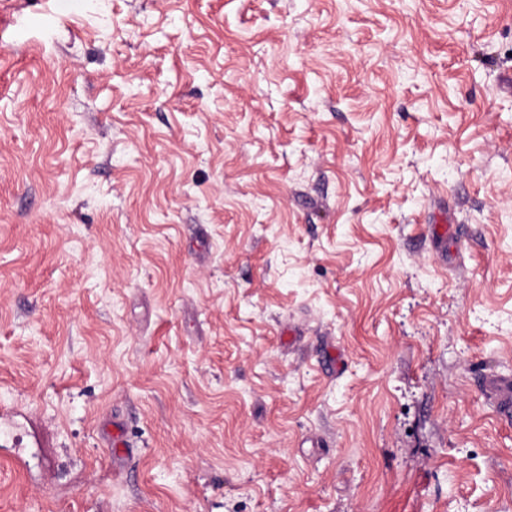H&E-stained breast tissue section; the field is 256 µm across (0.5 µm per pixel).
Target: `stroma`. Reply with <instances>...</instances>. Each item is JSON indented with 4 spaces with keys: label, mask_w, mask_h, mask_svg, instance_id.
Wrapping results in <instances>:
<instances>
[{
    "label": "stroma",
    "mask_w": 512,
    "mask_h": 512,
    "mask_svg": "<svg viewBox=\"0 0 512 512\" xmlns=\"http://www.w3.org/2000/svg\"><path fill=\"white\" fill-rule=\"evenodd\" d=\"M499 378L512 0H0V512H512Z\"/></svg>",
    "instance_id": "1"
}]
</instances>
